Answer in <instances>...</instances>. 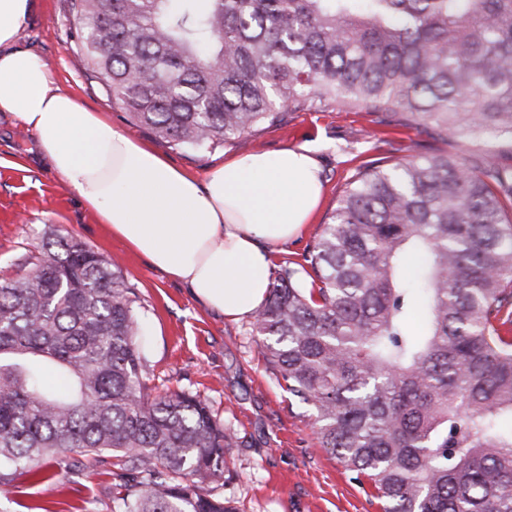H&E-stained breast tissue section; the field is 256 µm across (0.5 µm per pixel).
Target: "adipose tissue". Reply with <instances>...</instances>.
Segmentation results:
<instances>
[{
  "instance_id": "obj_1",
  "label": "adipose tissue",
  "mask_w": 512,
  "mask_h": 512,
  "mask_svg": "<svg viewBox=\"0 0 512 512\" xmlns=\"http://www.w3.org/2000/svg\"><path fill=\"white\" fill-rule=\"evenodd\" d=\"M31 0H0V112L37 137L54 173L139 256L230 320L268 297L272 255L300 236L323 195L307 145L237 156L197 180L51 84L43 58L14 49Z\"/></svg>"
}]
</instances>
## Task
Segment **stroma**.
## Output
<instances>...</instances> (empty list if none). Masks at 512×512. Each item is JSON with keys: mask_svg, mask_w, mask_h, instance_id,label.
<instances>
[{"mask_svg": "<svg viewBox=\"0 0 512 512\" xmlns=\"http://www.w3.org/2000/svg\"><path fill=\"white\" fill-rule=\"evenodd\" d=\"M16 48L39 53L54 86L78 104L107 115L127 135L154 144L145 127L132 123L90 77L73 53L76 40L69 0H32ZM308 144L322 167L324 194L311 224L277 249L274 261L301 259L317 225L328 222L337 198L357 169L372 161H409L444 150L426 127L379 123L377 116L339 107L300 112L286 124L259 129L224 149H166L176 167L204 179L215 167L248 152L274 153ZM78 236L119 263L141 297L139 334L147 343L146 370L156 384L200 394L238 438L229 454L236 475L223 489L241 512H380L368 485L321 447L313 408L288 395L261 353L249 319L232 321L209 311L188 288L149 265L98 224L77 194L50 170L36 149V136L10 112H0V278L20 262L48 230ZM70 470L34 483L15 480L0 491V512H111L112 465L68 454Z\"/></svg>", "mask_w": 512, "mask_h": 512, "instance_id": "1", "label": "stroma"}]
</instances>
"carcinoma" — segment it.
<instances>
[{"label":"carcinoma","instance_id":"carcinoma-1","mask_svg":"<svg viewBox=\"0 0 512 512\" xmlns=\"http://www.w3.org/2000/svg\"><path fill=\"white\" fill-rule=\"evenodd\" d=\"M70 16L86 71L170 147L338 105L476 146L358 168L251 333L381 512H512V171L493 161L512 138V0H70ZM140 307L71 235L0 281V487L108 452L115 512H238L218 493L236 435L149 384Z\"/></svg>","mask_w":512,"mask_h":512}]
</instances>
